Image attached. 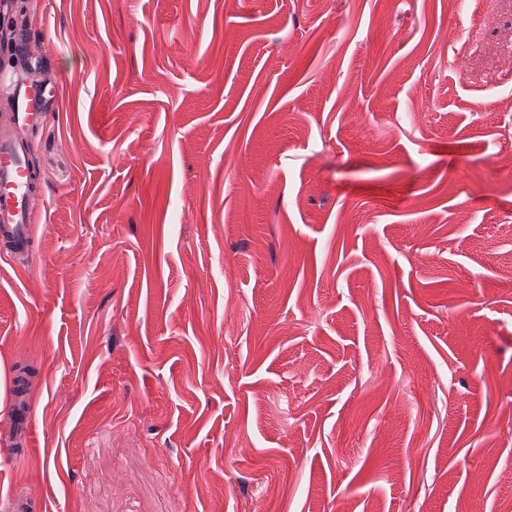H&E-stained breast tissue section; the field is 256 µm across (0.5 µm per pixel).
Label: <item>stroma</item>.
Listing matches in <instances>:
<instances>
[{
    "label": "stroma",
    "mask_w": 512,
    "mask_h": 512,
    "mask_svg": "<svg viewBox=\"0 0 512 512\" xmlns=\"http://www.w3.org/2000/svg\"><path fill=\"white\" fill-rule=\"evenodd\" d=\"M6 18L0 95L38 66L59 97L0 256V501L512 512V0Z\"/></svg>",
    "instance_id": "obj_1"
}]
</instances>
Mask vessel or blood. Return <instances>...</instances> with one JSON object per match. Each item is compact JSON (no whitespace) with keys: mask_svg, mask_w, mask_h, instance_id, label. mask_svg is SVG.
<instances>
[{"mask_svg":"<svg viewBox=\"0 0 512 512\" xmlns=\"http://www.w3.org/2000/svg\"><path fill=\"white\" fill-rule=\"evenodd\" d=\"M24 85L30 91L25 103L0 114L13 132L31 125L45 112L48 100L57 96L56 88L46 86L39 70L28 72ZM25 156L22 139L13 133L0 137V253L9 256L29 253L37 222L38 193Z\"/></svg>","mask_w":512,"mask_h":512,"instance_id":"obj_1","label":"vessel or blood"}]
</instances>
